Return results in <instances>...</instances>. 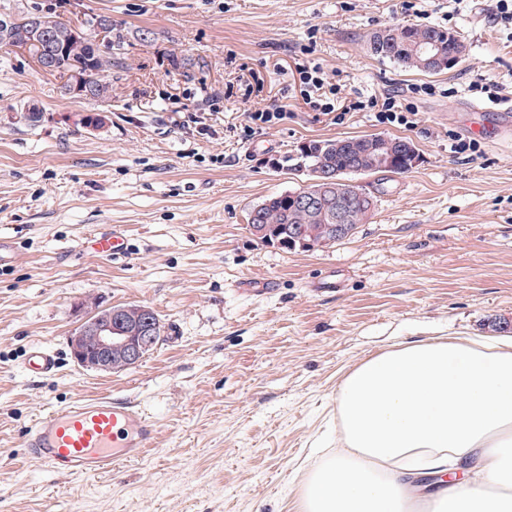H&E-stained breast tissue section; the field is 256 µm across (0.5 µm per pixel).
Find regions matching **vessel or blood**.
I'll return each instance as SVG.
<instances>
[{
  "mask_svg": "<svg viewBox=\"0 0 512 512\" xmlns=\"http://www.w3.org/2000/svg\"><path fill=\"white\" fill-rule=\"evenodd\" d=\"M127 236L121 228L89 234L83 247L113 259L126 255ZM25 371L45 379L55 374L57 358L48 347H30ZM158 433L155 420L132 403L109 397L55 406L43 413L24 434L29 455L79 477L112 471L117 465L142 459Z\"/></svg>",
  "mask_w": 512,
  "mask_h": 512,
  "instance_id": "obj_1",
  "label": "vessel or blood"
}]
</instances>
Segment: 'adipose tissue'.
Returning a JSON list of instances; mask_svg holds the SVG:
<instances>
[{
    "instance_id": "ef3b65f1",
    "label": "adipose tissue",
    "mask_w": 512,
    "mask_h": 512,
    "mask_svg": "<svg viewBox=\"0 0 512 512\" xmlns=\"http://www.w3.org/2000/svg\"><path fill=\"white\" fill-rule=\"evenodd\" d=\"M336 448L298 512H411L406 477L447 473L434 512H512V341L439 336L361 362L336 392Z\"/></svg>"
}]
</instances>
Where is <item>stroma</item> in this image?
<instances>
[{
  "label": "stroma",
  "instance_id": "stroma-1",
  "mask_svg": "<svg viewBox=\"0 0 512 512\" xmlns=\"http://www.w3.org/2000/svg\"><path fill=\"white\" fill-rule=\"evenodd\" d=\"M412 2L464 42L461 65L424 74L370 55L369 34L412 23L401 0H0L74 24L107 14L126 41L98 129L62 78L0 48V512H296L356 365L408 340L512 338V141L477 133L492 116L470 89L480 75L512 92V26L497 0ZM314 64L335 91L310 103L299 68ZM394 93L415 125L350 108ZM30 105L33 124L19 118ZM280 106L287 120L252 129L250 113ZM371 134L411 139L419 160L355 177L377 206L354 236L309 252L252 236L254 204L303 186L285 165L304 145ZM458 136L479 154L452 152ZM112 226L128 258L82 251ZM328 267L336 294L315 295ZM246 278L276 286L246 293ZM90 298L151 307L162 343L122 372L79 367L68 338ZM37 343L57 354L51 378L23 370ZM99 395L153 411L154 451L78 478L23 448L44 408Z\"/></svg>",
  "mask_w": 512,
  "mask_h": 512
}]
</instances>
